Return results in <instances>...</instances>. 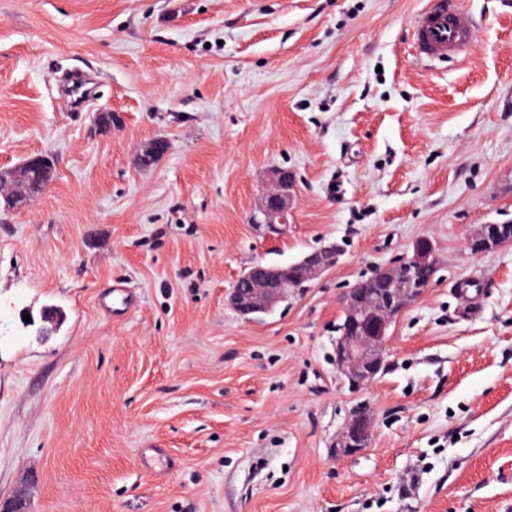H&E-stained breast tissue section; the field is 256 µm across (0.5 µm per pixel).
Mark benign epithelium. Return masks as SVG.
Returning <instances> with one entry per match:
<instances>
[{"label":"benign epithelium","mask_w":512,"mask_h":512,"mask_svg":"<svg viewBox=\"0 0 512 512\" xmlns=\"http://www.w3.org/2000/svg\"><path fill=\"white\" fill-rule=\"evenodd\" d=\"M38 171L42 187L52 178V162L45 155L30 156L14 168L0 172V190L5 196V211H15L31 196L24 174L25 169ZM293 178L282 169H274L270 175V188L264 194L259 209L251 217V224L271 237L288 226L293 216L290 189ZM512 241L504 238L495 224H483L466 239L471 254L477 256L499 248ZM303 273L302 280L310 282L320 277L331 265L325 263L319 252L306 254L294 262ZM437 269V259L426 245L416 247L412 256L403 258L391 267L379 269L377 276L385 284V292L350 289L343 298L345 315L340 326L341 335L336 338L334 361L337 371L350 388L361 389L371 384L381 371L388 342V331L396 319L425 292L427 286L408 273L409 268ZM300 287L288 276L285 266H262L252 275L245 291L233 289L229 302L244 318L250 320L259 314L272 311L286 298L288 292ZM370 420L365 412L351 414L345 429L336 437L333 445L336 455L345 456L362 449L368 441Z\"/></svg>","instance_id":"7a95c632"}]
</instances>
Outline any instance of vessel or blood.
Listing matches in <instances>:
<instances>
[{
    "label": "vessel or blood",
    "mask_w": 512,
    "mask_h": 512,
    "mask_svg": "<svg viewBox=\"0 0 512 512\" xmlns=\"http://www.w3.org/2000/svg\"><path fill=\"white\" fill-rule=\"evenodd\" d=\"M475 20L462 0H426L411 25V38L421 58L447 61L465 56Z\"/></svg>",
    "instance_id": "obj_1"
}]
</instances>
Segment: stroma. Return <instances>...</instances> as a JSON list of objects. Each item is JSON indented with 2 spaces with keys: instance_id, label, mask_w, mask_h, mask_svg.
<instances>
[{
  "instance_id": "35a3bbf8",
  "label": "stroma",
  "mask_w": 512,
  "mask_h": 512,
  "mask_svg": "<svg viewBox=\"0 0 512 512\" xmlns=\"http://www.w3.org/2000/svg\"><path fill=\"white\" fill-rule=\"evenodd\" d=\"M423 5L0 0V170L54 163L0 213V502L512 512V244L465 246L512 221V0H464L468 56L426 66ZM70 71L90 89L77 112ZM159 137L169 151L142 167ZM274 167L296 178L294 219L267 237L249 219ZM331 243L337 263L271 313L230 305L253 264ZM422 244L435 279L351 389L333 361L343 297ZM116 281L137 303L114 315ZM360 403L369 441L336 456ZM505 229L512 237V222H503L500 224H483L473 234L466 239V246L472 255H481L499 248L500 246L512 243L511 239H505L498 229V226Z\"/></svg>"
}]
</instances>
